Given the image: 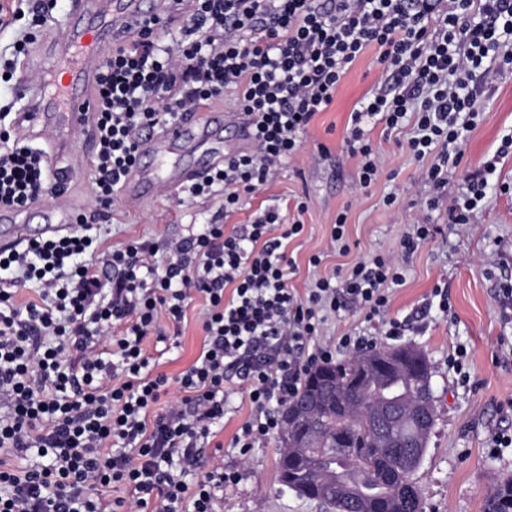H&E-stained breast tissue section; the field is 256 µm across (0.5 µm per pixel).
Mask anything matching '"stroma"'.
Returning <instances> with one entry per match:
<instances>
[{
    "label": "stroma",
    "instance_id": "obj_1",
    "mask_svg": "<svg viewBox=\"0 0 512 512\" xmlns=\"http://www.w3.org/2000/svg\"><path fill=\"white\" fill-rule=\"evenodd\" d=\"M67 0H57L52 19L37 31H29L28 18L0 29V59L15 60L13 80L0 85V100L26 106L17 91L18 79L40 78L51 70L56 58L46 51L44 38L64 33ZM33 39L25 56L14 57L13 45L25 33ZM376 49H367L341 80L333 103L318 114L303 138V145L281 170L278 178L258 194H241L237 209L226 226L244 224L261 207L279 208L286 222L301 220L304 229L288 241L287 252L295 262L289 285L307 288L316 278L345 271L355 262L378 252L396 251L403 235L412 230L420 205L419 189L425 162L413 157L407 147L411 127L385 133L376 125L370 138L383 156L385 167L370 189L356 186L357 158L342 147V136L355 103L380 81L383 71ZM487 118L471 132L465 156L448 182L449 196L465 186V178L484 162L496 160L488 177L482 206L467 226L450 224L446 208L431 213L437 231L405 266L404 283L393 288L388 317L408 319L401 337L404 345L422 350L431 367L436 420L420 467L414 474L423 497L424 512H483L484 497L491 485L512 477V447L492 449L495 434L512 436V352L501 339L512 340V317L503 313L499 300L502 282L512 280V195L500 193L501 184L512 185V155L495 159L503 135L512 132V69L498 74L490 92L482 94ZM330 154L317 155L318 145ZM394 205H385L388 195ZM307 201L305 213L296 204ZM222 204L221 196L190 198L174 206L167 190L143 205L122 201L113 204L104 221L110 226L105 244L122 248L130 241H149L164 246L168 239L200 231ZM347 215V233L358 246L348 254L334 250L331 226L337 213ZM321 254L322 263L309 265L311 255ZM444 284L452 302L450 313L428 305L435 284ZM202 297H195L180 326L168 319L160 324L166 334L177 335L180 345L159 360L157 369L178 376L197 358L203 343ZM381 321L366 322L351 308L329 317L325 337L338 341L346 333L375 337L387 345ZM468 352L469 383H461L448 366V356L457 346ZM251 407L244 391H232L224 414V429L217 440L224 445L223 463L240 474L238 484L224 492L222 512H324L317 502L300 496L279 482L277 461L282 450L279 436H272L247 455L233 448L232 439L249 417Z\"/></svg>",
    "mask_w": 512,
    "mask_h": 512
}]
</instances>
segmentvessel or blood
Here are the masks:
<instances>
[{
    "instance_id": "1",
    "label": "vessel or blood",
    "mask_w": 512,
    "mask_h": 512,
    "mask_svg": "<svg viewBox=\"0 0 512 512\" xmlns=\"http://www.w3.org/2000/svg\"><path fill=\"white\" fill-rule=\"evenodd\" d=\"M69 26L64 38L55 46L60 65L45 79L22 84L21 95L30 102L27 112L21 113V135L38 134L51 128L56 141L50 147L51 155L80 150L82 156L91 153V133L95 121V106L90 97L98 70L108 45L125 41L145 15L144 0H68ZM226 125L235 126L240 140H248L250 119L247 115L206 108L186 115L176 123L154 134L148 149L154 155H164L178 147L189 145L205 149L209 156L207 166L192 164L175 166L165 181L174 190L198 180L206 168L222 165L224 147L216 140L218 131ZM158 185L157 176L138 165L127 178L125 199L131 204L151 200ZM39 234L58 233L70 228L75 209L64 203L39 211ZM0 222L8 230L0 237L4 245H16L29 238L27 217L14 209L0 208Z\"/></svg>"
}]
</instances>
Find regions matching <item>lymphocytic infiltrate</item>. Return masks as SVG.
Returning <instances> with one entry per match:
<instances>
[{"label":"lymphocytic infiltrate","mask_w":512,"mask_h":512,"mask_svg":"<svg viewBox=\"0 0 512 512\" xmlns=\"http://www.w3.org/2000/svg\"><path fill=\"white\" fill-rule=\"evenodd\" d=\"M166 18L151 15L112 48L97 77L91 158L92 208L111 207L152 132L230 97L252 118L250 151L225 158L186 187L187 195L261 192L301 148L317 113L332 104L349 66L368 47L385 78L360 101L343 135L359 157L357 186L377 181L384 161L365 130L412 122L408 147L429 159L427 211L444 201L471 131L486 118L481 89L512 68V0H191L180 33L162 43ZM0 112V206L21 208L66 189L46 151L14 137ZM495 161L467 177L448 221L471 223ZM94 216L76 229L0 249V512H218L239 473L199 457L224 423L225 384L236 376L252 414L234 445L248 452L280 433L284 406L305 373L337 348L324 342L330 315L355 306L366 321L386 316L403 262L434 234L426 215L399 243L299 294L278 208L225 230L222 216L192 236L156 246L103 251ZM284 223V222H283ZM34 299L18 302L21 287ZM206 304L205 341L176 379L156 372L147 349L159 315L184 320L193 294ZM195 471L187 483V471Z\"/></svg>","instance_id":"lymphocytic-infiltrate-1"}]
</instances>
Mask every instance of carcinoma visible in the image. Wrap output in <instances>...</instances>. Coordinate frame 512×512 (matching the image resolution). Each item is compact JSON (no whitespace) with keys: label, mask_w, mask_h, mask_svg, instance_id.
<instances>
[{"label":"carcinoma","mask_w":512,"mask_h":512,"mask_svg":"<svg viewBox=\"0 0 512 512\" xmlns=\"http://www.w3.org/2000/svg\"><path fill=\"white\" fill-rule=\"evenodd\" d=\"M376 351L320 368L336 384L335 393L315 410L320 428L314 440L321 451L309 457L304 448L283 449L278 474L288 476L292 489L320 493L334 473L336 497L352 491L355 512H423L422 495H406L415 469H405L403 459L428 441L425 430L433 423L420 412L435 411L434 396L425 398L418 390L412 362L394 373L372 366L361 370ZM483 512H512V477L488 490Z\"/></svg>","instance_id":"cac0c4a2"}]
</instances>
